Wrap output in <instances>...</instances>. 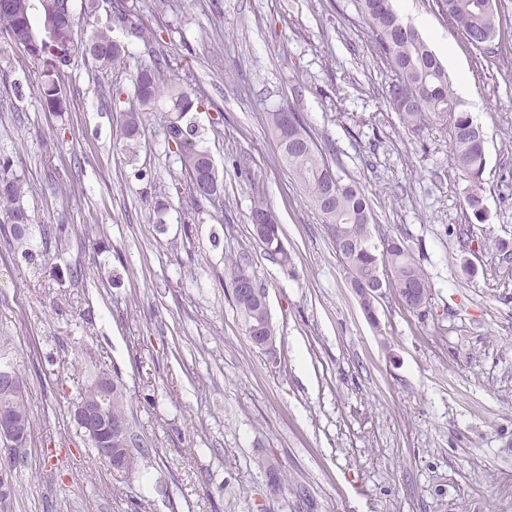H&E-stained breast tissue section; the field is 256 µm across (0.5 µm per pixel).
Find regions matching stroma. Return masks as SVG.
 <instances>
[{
  "instance_id": "obj_1",
  "label": "stroma",
  "mask_w": 512,
  "mask_h": 512,
  "mask_svg": "<svg viewBox=\"0 0 512 512\" xmlns=\"http://www.w3.org/2000/svg\"><path fill=\"white\" fill-rule=\"evenodd\" d=\"M123 2L151 46L114 28L123 62L76 59L60 112L41 100L39 67L0 33V156L29 186L32 247L50 253L32 263L0 237V345L32 420L0 512H512V0L485 51L449 32L432 0L401 12L454 46L473 88L481 222L464 206L447 127L408 131L387 103L392 73L357 0ZM152 49L203 100L188 118L224 180L221 203L175 191L180 164L159 116L136 153L116 140ZM282 106L368 196L374 236L404 240L431 284L421 312L389 293L366 316L268 128ZM257 198L288 266L253 238ZM50 224L64 225L59 238L45 239ZM242 255L266 290L271 354L234 306L226 265ZM101 371L118 373L147 442L129 475L73 418Z\"/></svg>"
}]
</instances>
